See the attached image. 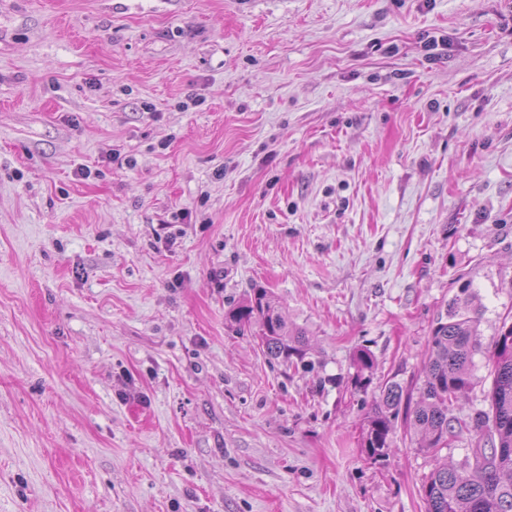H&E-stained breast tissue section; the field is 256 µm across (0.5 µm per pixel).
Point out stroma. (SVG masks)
<instances>
[{
	"instance_id": "stroma-1",
	"label": "stroma",
	"mask_w": 512,
	"mask_h": 512,
	"mask_svg": "<svg viewBox=\"0 0 512 512\" xmlns=\"http://www.w3.org/2000/svg\"><path fill=\"white\" fill-rule=\"evenodd\" d=\"M466 279L490 343L512 0H0V512H426L468 438L364 429ZM232 317L243 328L258 325L256 336H259L261 346L270 359H282L292 366V358L295 357L303 363L306 354L304 338L301 333L290 330L266 289L256 290L253 298L233 311Z\"/></svg>"
}]
</instances>
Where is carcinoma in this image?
I'll return each instance as SVG.
<instances>
[{"mask_svg":"<svg viewBox=\"0 0 512 512\" xmlns=\"http://www.w3.org/2000/svg\"><path fill=\"white\" fill-rule=\"evenodd\" d=\"M243 328L258 325L265 354L293 364L303 361L304 338L293 332L264 288L232 313ZM479 316L472 299L448 302L446 320H438L423 361L419 400L388 380L368 416L364 447L382 457L399 414L412 422L417 445L436 456L448 441L468 434L474 440L462 466L438 464L422 485L427 512H512V323L502 322L489 346H482ZM488 354L493 366L489 406L475 416L454 414V405L472 386L475 356Z\"/></svg>","mask_w":512,"mask_h":512,"instance_id":"1","label":"carcinoma"}]
</instances>
